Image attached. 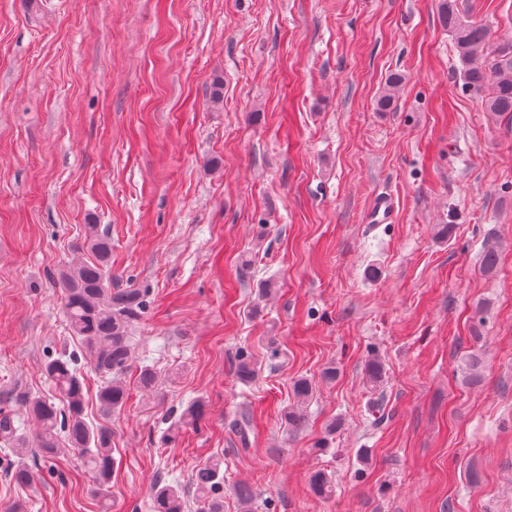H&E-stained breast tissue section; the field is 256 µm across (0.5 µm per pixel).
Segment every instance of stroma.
Masks as SVG:
<instances>
[{"label": "stroma", "mask_w": 512, "mask_h": 512, "mask_svg": "<svg viewBox=\"0 0 512 512\" xmlns=\"http://www.w3.org/2000/svg\"><path fill=\"white\" fill-rule=\"evenodd\" d=\"M438 4L0 0V410L33 436L28 401L55 396L44 365L71 357L115 459L100 490L79 455L48 466L0 440L32 475L17 487L0 469V512H151L158 480L192 496L214 457L224 512H241V484L254 512H512V115L465 89ZM459 4L512 37V0ZM382 191L395 221L366 223ZM90 224L109 234L113 285L148 301L111 416L54 281L88 256ZM301 377L316 389L294 429ZM193 400L204 420L167 441L169 411Z\"/></svg>", "instance_id": "35a3bbf8"}]
</instances>
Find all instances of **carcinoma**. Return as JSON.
<instances>
[{"label": "carcinoma", "instance_id": "cac0c4a2", "mask_svg": "<svg viewBox=\"0 0 512 512\" xmlns=\"http://www.w3.org/2000/svg\"><path fill=\"white\" fill-rule=\"evenodd\" d=\"M440 17L452 33L456 52L462 64L461 78L466 89L482 95L488 112L512 114V38L493 40L489 30L478 24L462 22L458 0H440ZM402 75L394 74L387 89L379 96L377 106L388 109L401 86ZM90 257L76 261L59 274L63 288L64 310L74 333L84 340L95 369L104 375H115L129 368V329L147 307L146 293L138 288H112L106 284L111 269L112 249L108 233L95 224L88 225ZM44 371L55 390L66 402L62 410L55 402L36 397L28 402V411L39 422L34 437L37 452L52 459L74 451L82 456L95 475L98 487L108 484L114 465L112 431L90 427L83 420V389L71 367V360L48 361ZM372 386L380 385L384 365L374 355L365 366ZM237 373L244 381L253 379L256 366L251 354L240 351ZM296 402L309 401L312 381L299 378L293 383ZM106 413L121 409L127 400L122 383L112 380L101 388L98 396ZM205 417L204 405L195 400L187 405L178 422L196 425ZM0 437L15 443L21 451L29 448V440L16 434L11 418L0 414ZM223 461L215 458L198 468L191 477L195 497L203 503L204 512H224ZM313 491L319 496L333 492L332 480L323 472L311 478ZM184 493L170 484L157 483L153 496V512H184Z\"/></svg>", "mask_w": 512, "mask_h": 512}]
</instances>
